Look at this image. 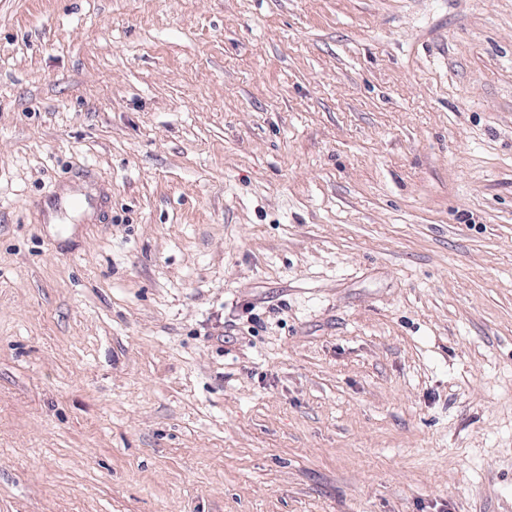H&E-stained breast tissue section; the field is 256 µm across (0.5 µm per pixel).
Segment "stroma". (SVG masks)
<instances>
[{
	"mask_svg": "<svg viewBox=\"0 0 512 512\" xmlns=\"http://www.w3.org/2000/svg\"><path fill=\"white\" fill-rule=\"evenodd\" d=\"M0 512H512V0H0Z\"/></svg>",
	"mask_w": 512,
	"mask_h": 512,
	"instance_id": "obj_1",
	"label": "stroma"
}]
</instances>
